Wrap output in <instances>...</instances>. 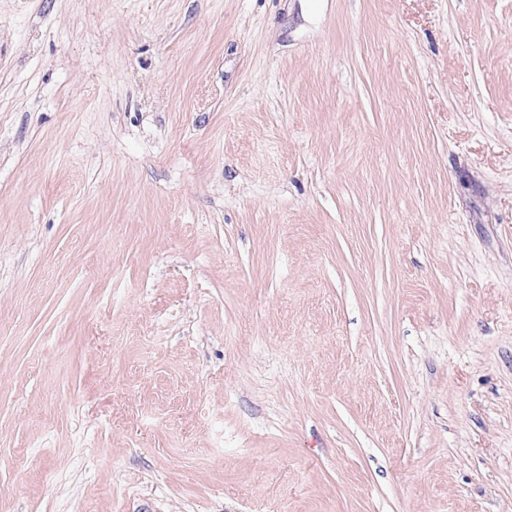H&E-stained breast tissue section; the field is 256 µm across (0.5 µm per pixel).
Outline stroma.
<instances>
[{"label":"stroma","mask_w":512,"mask_h":512,"mask_svg":"<svg viewBox=\"0 0 512 512\" xmlns=\"http://www.w3.org/2000/svg\"><path fill=\"white\" fill-rule=\"evenodd\" d=\"M0 512H512V0H0Z\"/></svg>","instance_id":"obj_1"}]
</instances>
